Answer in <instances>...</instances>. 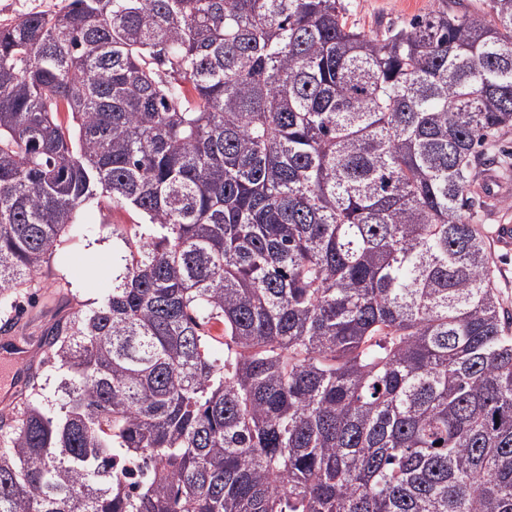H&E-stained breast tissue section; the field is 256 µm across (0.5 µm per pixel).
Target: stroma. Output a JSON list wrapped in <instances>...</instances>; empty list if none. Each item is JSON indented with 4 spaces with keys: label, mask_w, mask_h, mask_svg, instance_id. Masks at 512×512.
<instances>
[{
    "label": "stroma",
    "mask_w": 512,
    "mask_h": 512,
    "mask_svg": "<svg viewBox=\"0 0 512 512\" xmlns=\"http://www.w3.org/2000/svg\"><path fill=\"white\" fill-rule=\"evenodd\" d=\"M345 18L366 33L389 26H404L416 16L435 9L436 0H342ZM487 241L495 239V227L512 224V194L495 201L489 214L471 215ZM136 221L133 213L121 208L99 210L89 206L81 224L66 235L64 244L44 264L29 293L17 296L8 330L0 332V353L6 346L27 337L29 356L9 366L7 377L0 378V415L15 413L24 401L25 388L18 381L22 374L33 373L46 394H53L58 372L46 362L43 347L37 342L45 327L78 308H90L112 286V272L127 248L121 236ZM493 280L505 311L512 313V250L491 249Z\"/></svg>",
    "instance_id": "35a3bbf8"
}]
</instances>
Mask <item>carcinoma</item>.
Returning <instances> with one entry per match:
<instances>
[{
    "instance_id": "carcinoma-1",
    "label": "carcinoma",
    "mask_w": 512,
    "mask_h": 512,
    "mask_svg": "<svg viewBox=\"0 0 512 512\" xmlns=\"http://www.w3.org/2000/svg\"><path fill=\"white\" fill-rule=\"evenodd\" d=\"M488 7L0 26V312L85 206L152 226L42 333L59 409L0 416V512H512V319L463 218L512 177V0ZM437 0H342L345 18L368 34L389 26H405L416 16L437 7Z\"/></svg>"
}]
</instances>
